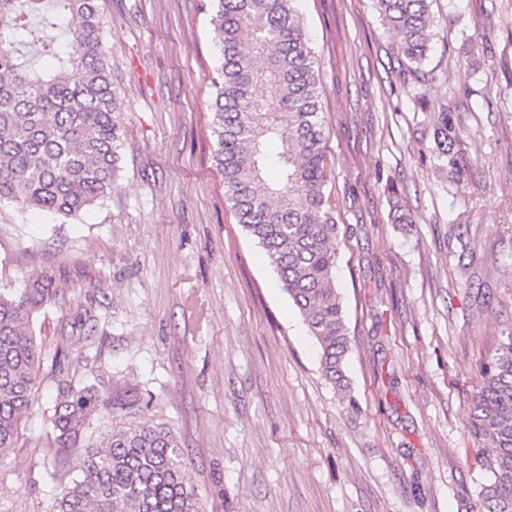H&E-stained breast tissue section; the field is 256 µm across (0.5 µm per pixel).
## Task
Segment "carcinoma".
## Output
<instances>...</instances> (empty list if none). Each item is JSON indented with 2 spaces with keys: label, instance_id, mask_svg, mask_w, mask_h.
<instances>
[{
  "label": "carcinoma",
  "instance_id": "cac0c4a2",
  "mask_svg": "<svg viewBox=\"0 0 512 512\" xmlns=\"http://www.w3.org/2000/svg\"><path fill=\"white\" fill-rule=\"evenodd\" d=\"M295 0H209L219 53L212 103L214 160L237 221L266 251L282 288L320 348L325 379L348 388L345 310L336 288L338 220L328 188L315 53ZM400 35L404 71L422 69L432 40L430 0H376ZM98 0H0V202L72 216L118 188V93ZM41 44L51 65L38 63ZM448 113L435 130L451 154ZM44 272L19 292L0 290V466L38 403L43 363L34 319L56 304ZM111 408L92 387L58 390L50 423L74 448ZM470 431L483 443L479 512H512V334L481 366ZM51 512H201L175 434L142 423L112 430L67 472Z\"/></svg>",
  "mask_w": 512,
  "mask_h": 512
}]
</instances>
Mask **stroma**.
Returning a JSON list of instances; mask_svg holds the SVG:
<instances>
[{
  "label": "stroma",
  "mask_w": 512,
  "mask_h": 512,
  "mask_svg": "<svg viewBox=\"0 0 512 512\" xmlns=\"http://www.w3.org/2000/svg\"><path fill=\"white\" fill-rule=\"evenodd\" d=\"M99 5L120 188L69 218L0 203V288L46 271L59 297L35 321L39 401L0 468V512H49L55 463L144 422L176 435L204 512H478L468 425L512 332V0H432L424 84L375 0H296L323 86L349 402L224 197L203 0ZM63 379L141 409L56 447ZM452 124L448 112H440V119L435 130V142L439 157H446L451 154L454 145V137L450 135Z\"/></svg>",
  "instance_id": "1"
}]
</instances>
